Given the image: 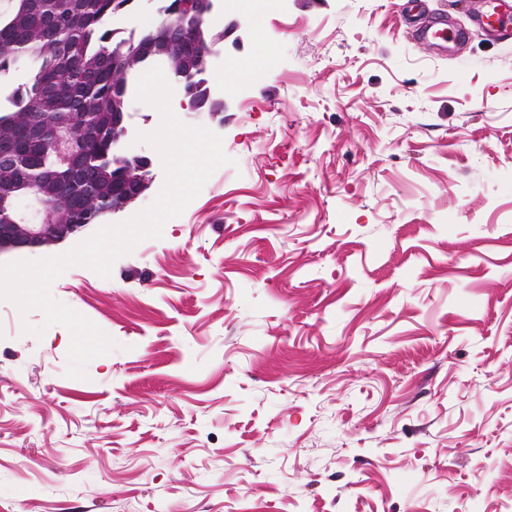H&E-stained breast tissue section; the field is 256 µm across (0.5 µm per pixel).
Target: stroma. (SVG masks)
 I'll use <instances>...</instances> for the list:
<instances>
[{
    "mask_svg": "<svg viewBox=\"0 0 512 512\" xmlns=\"http://www.w3.org/2000/svg\"><path fill=\"white\" fill-rule=\"evenodd\" d=\"M420 3L465 39L406 0L234 13L223 112L171 101L231 164L52 286L118 350L69 378L68 330L0 301V512H512V41Z\"/></svg>",
    "mask_w": 512,
    "mask_h": 512,
    "instance_id": "obj_1",
    "label": "stroma"
}]
</instances>
